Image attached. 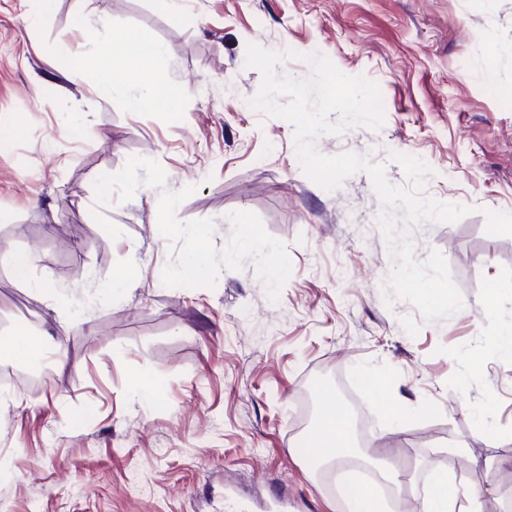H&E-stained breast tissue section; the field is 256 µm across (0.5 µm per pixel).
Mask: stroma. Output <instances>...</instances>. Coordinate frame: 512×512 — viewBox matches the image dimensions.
Masks as SVG:
<instances>
[{
    "mask_svg": "<svg viewBox=\"0 0 512 512\" xmlns=\"http://www.w3.org/2000/svg\"><path fill=\"white\" fill-rule=\"evenodd\" d=\"M129 35L164 45L168 111L132 109L131 88L96 93L89 65ZM250 43L378 84L381 130L316 148L369 156L401 187L389 151L420 158L427 195L469 207L413 230L416 259L445 257L460 311L386 305L369 176L332 191L305 176L293 124L249 104ZM133 156L158 162L169 190L194 186L177 216L213 220L216 246L236 211L285 244L278 302L249 261L212 288L165 285L159 190L104 208L122 235L104 231L93 183ZM27 251L57 294L13 278ZM511 324L512 0H0V340L28 328L65 359L0 355V512H224L228 489L253 512L281 493L288 512H342L341 467L312 445L338 405L370 426L352 435L357 461L410 477L406 512L435 470L486 488L483 512H512V359L489 344Z\"/></svg>",
    "mask_w": 512,
    "mask_h": 512,
    "instance_id": "35a3bbf8",
    "label": "stroma"
}]
</instances>
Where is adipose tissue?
Masks as SVG:
<instances>
[{"mask_svg": "<svg viewBox=\"0 0 512 512\" xmlns=\"http://www.w3.org/2000/svg\"><path fill=\"white\" fill-rule=\"evenodd\" d=\"M164 49L156 42H144L136 37L125 39L123 51V81L140 86L142 92L136 106H145L157 111L170 108L171 99L167 81L153 64L162 57ZM483 489L459 486L449 482L447 473L434 474L431 488L423 500L422 512H481Z\"/></svg>", "mask_w": 512, "mask_h": 512, "instance_id": "adipose-tissue-1", "label": "adipose tissue"}]
</instances>
